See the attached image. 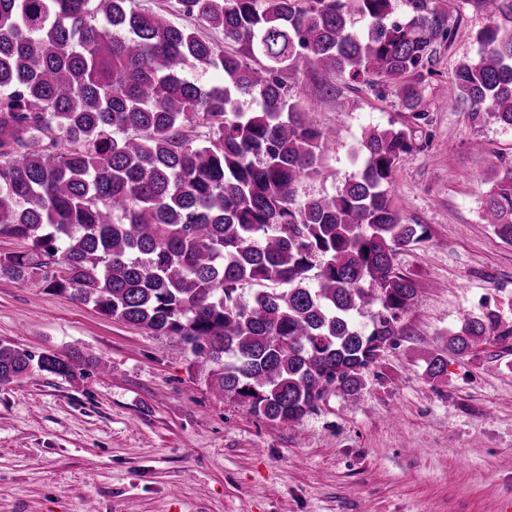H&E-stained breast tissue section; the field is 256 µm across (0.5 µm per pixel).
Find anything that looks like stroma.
<instances>
[{
	"mask_svg": "<svg viewBox=\"0 0 512 512\" xmlns=\"http://www.w3.org/2000/svg\"><path fill=\"white\" fill-rule=\"evenodd\" d=\"M444 2L454 36L422 77L426 119L364 82L315 70L289 80L328 139L298 200L343 185L366 129L413 137L389 193L404 223L427 230L395 258L419 302L364 388L328 395L293 425L262 421L217 394L178 337L0 276V341L35 354L76 347L102 362L0 383V512H496L512 497V336L449 356L438 380L425 374L428 353L445 350L465 317L512 323V243L483 220L512 171V127L458 106L451 80L477 61V35L494 20L474 0Z\"/></svg>",
	"mask_w": 512,
	"mask_h": 512,
	"instance_id": "1",
	"label": "stroma"
}]
</instances>
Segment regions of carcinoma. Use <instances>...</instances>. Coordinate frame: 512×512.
<instances>
[{
	"label": "carcinoma",
	"mask_w": 512,
	"mask_h": 512,
	"mask_svg": "<svg viewBox=\"0 0 512 512\" xmlns=\"http://www.w3.org/2000/svg\"><path fill=\"white\" fill-rule=\"evenodd\" d=\"M133 0H0V275L38 279L99 313L177 336L220 394L292 424L329 393L355 395L418 303L396 254L425 239L388 194L412 148L404 129H368L356 170L299 203L327 140L288 79L320 70L392 85L423 119L418 83L452 32L437 0H177L236 45L224 51ZM512 22V0H475ZM363 23L354 29V21ZM479 60L453 73L456 103L512 126V27L477 35ZM190 69H214L203 86ZM207 129L194 139L188 129ZM484 218L512 243V176ZM512 324L488 313L448 333L466 357ZM100 361L0 342V383L37 369L72 377ZM441 352L426 360L435 380Z\"/></svg>",
	"instance_id": "cac0c4a2"
}]
</instances>
